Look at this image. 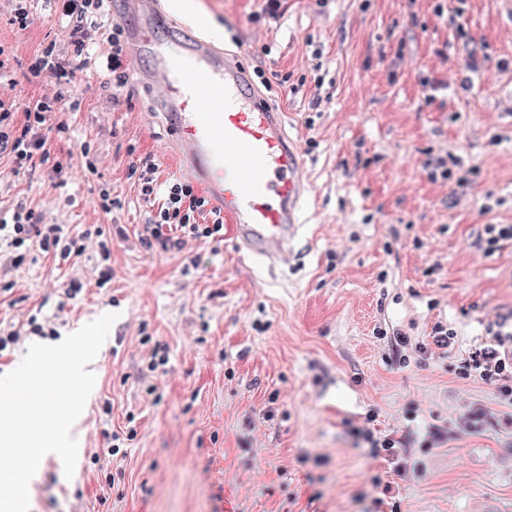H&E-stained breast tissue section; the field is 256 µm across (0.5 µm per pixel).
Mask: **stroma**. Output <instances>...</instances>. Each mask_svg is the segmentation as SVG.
I'll list each match as a JSON object with an SVG mask.
<instances>
[{"mask_svg":"<svg viewBox=\"0 0 512 512\" xmlns=\"http://www.w3.org/2000/svg\"><path fill=\"white\" fill-rule=\"evenodd\" d=\"M195 2L207 38L264 70L304 158L295 256L273 270L228 233L146 246L161 198L141 195L142 165L161 182L180 170L148 92L106 68L131 20L31 0L21 27L0 0V100L54 108L49 157L0 154V219L21 202L85 239L70 267L35 244L20 266L0 258V331L19 336L0 375L34 343L30 321L60 337L116 316L74 475L48 459L30 512H512V401L460 373L512 316V242L477 244L512 224V24L497 0H283L275 18L264 0ZM48 46L71 85L30 74ZM440 159L450 175L431 178ZM512 241L511 224H487L484 225L483 234L480 235L478 243L487 244L486 250L497 247L501 242Z\"/></svg>","mask_w":512,"mask_h":512,"instance_id":"35a3bbf8","label":"stroma"}]
</instances>
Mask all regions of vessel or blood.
Listing matches in <instances>:
<instances>
[{"label":"vessel or blood","mask_w":512,"mask_h":512,"mask_svg":"<svg viewBox=\"0 0 512 512\" xmlns=\"http://www.w3.org/2000/svg\"><path fill=\"white\" fill-rule=\"evenodd\" d=\"M135 13L128 40L142 87L168 119L183 171L234 224L239 250L269 265L293 253L307 185L283 112L255 83L241 56L175 26L162 0H119Z\"/></svg>","instance_id":"b4317fda"}]
</instances>
